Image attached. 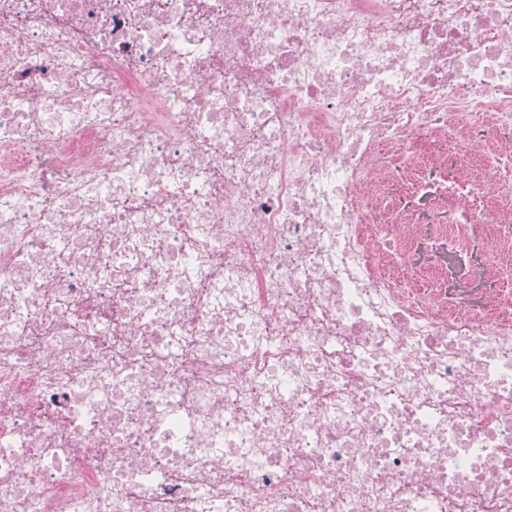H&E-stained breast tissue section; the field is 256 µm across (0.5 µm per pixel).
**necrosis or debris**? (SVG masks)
Returning <instances> with one entry per match:
<instances>
[{"label": "necrosis or debris", "instance_id": "4bbe7bcc", "mask_svg": "<svg viewBox=\"0 0 512 512\" xmlns=\"http://www.w3.org/2000/svg\"><path fill=\"white\" fill-rule=\"evenodd\" d=\"M503 158L512 0H0V512H512Z\"/></svg>", "mask_w": 512, "mask_h": 512}]
</instances>
